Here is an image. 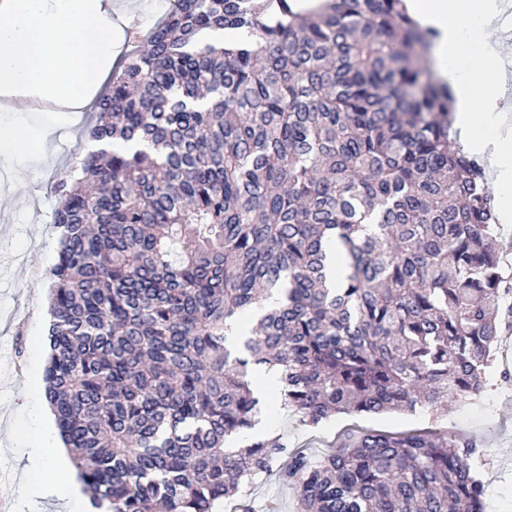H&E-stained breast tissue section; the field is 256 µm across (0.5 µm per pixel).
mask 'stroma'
Instances as JSON below:
<instances>
[{"instance_id":"35a3bbf8","label":"stroma","mask_w":512,"mask_h":512,"mask_svg":"<svg viewBox=\"0 0 512 512\" xmlns=\"http://www.w3.org/2000/svg\"><path fill=\"white\" fill-rule=\"evenodd\" d=\"M11 123L31 126L41 151L17 167L13 156L0 153V512H59L56 504L27 506L26 478L17 469L6 442L31 431L23 409L49 353L48 338L32 323L34 312L48 300L49 271L57 259L54 224L57 174L74 167L88 149L86 129L93 106L78 112H12ZM512 373V336L497 344L491 391L462 405L451 406L435 419L428 412L341 415L311 428L283 408L269 393L261 416L265 432L279 434L289 449L315 456L347 434L367 429L403 434L434 429L474 435L492 453L480 466L486 485L487 512H512V384L499 383L501 372ZM258 512L276 503L279 512H295L292 490L276 477L264 476L245 489Z\"/></svg>"}]
</instances>
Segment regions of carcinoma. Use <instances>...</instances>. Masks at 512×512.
Listing matches in <instances>:
<instances>
[{
    "mask_svg": "<svg viewBox=\"0 0 512 512\" xmlns=\"http://www.w3.org/2000/svg\"><path fill=\"white\" fill-rule=\"evenodd\" d=\"M438 36L403 0H177L138 36L55 184L46 397L96 509L253 512L275 471L296 512H485L475 437L250 436L259 366L309 426L487 390L512 279Z\"/></svg>",
    "mask_w": 512,
    "mask_h": 512,
    "instance_id": "obj_1",
    "label": "carcinoma"
}]
</instances>
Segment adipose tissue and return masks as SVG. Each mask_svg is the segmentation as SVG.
Returning a JSON list of instances; mask_svg holds the SVG:
<instances>
[{
	"label": "adipose tissue",
	"mask_w": 512,
	"mask_h": 512,
	"mask_svg": "<svg viewBox=\"0 0 512 512\" xmlns=\"http://www.w3.org/2000/svg\"><path fill=\"white\" fill-rule=\"evenodd\" d=\"M410 13L440 36L432 50L440 70L463 72L465 83L453 85L454 127L468 150L489 157L500 186L498 206L512 214V114L499 111L506 81L499 74L500 38L495 26L500 0H405ZM115 0H0V94L9 95L18 112L29 102L82 107L105 81L122 37L113 22ZM35 436L16 448L29 481V496L63 503L66 512H85L51 411L30 406Z\"/></svg>",
	"instance_id": "adipose-tissue-1"
}]
</instances>
